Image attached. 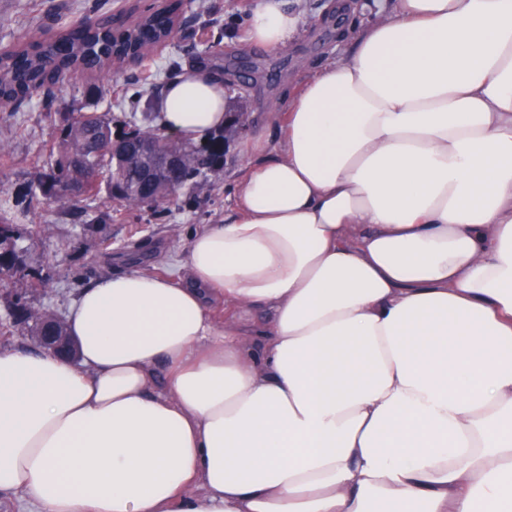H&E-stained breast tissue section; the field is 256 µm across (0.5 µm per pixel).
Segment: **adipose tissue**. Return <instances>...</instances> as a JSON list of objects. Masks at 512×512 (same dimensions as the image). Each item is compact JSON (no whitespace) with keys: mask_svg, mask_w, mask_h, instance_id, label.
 I'll use <instances>...</instances> for the list:
<instances>
[{"mask_svg":"<svg viewBox=\"0 0 512 512\" xmlns=\"http://www.w3.org/2000/svg\"><path fill=\"white\" fill-rule=\"evenodd\" d=\"M177 276L71 304L79 360L0 352V497L33 512H512V0H368ZM299 17L260 0L249 37ZM197 144L227 96L156 100ZM268 313L251 345L214 317Z\"/></svg>","mask_w":512,"mask_h":512,"instance_id":"ef3b65f1","label":"adipose tissue"}]
</instances>
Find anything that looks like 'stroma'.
I'll return each instance as SVG.
<instances>
[{"instance_id":"35a3bbf8","label":"stroma","mask_w":512,"mask_h":512,"mask_svg":"<svg viewBox=\"0 0 512 512\" xmlns=\"http://www.w3.org/2000/svg\"><path fill=\"white\" fill-rule=\"evenodd\" d=\"M258 2L185 0L186 33L150 52L141 66L115 70L99 100L86 98L90 79L81 76L56 88L52 98L38 95L20 111L0 112V206L14 203L42 171L64 117L94 110L117 126L141 123L150 88H162L201 55H208L209 66L223 76L229 111L248 117L246 129L224 143L220 180L201 182L193 193L90 228L75 223L69 205L32 202L18 223V244L28 264L46 277L44 291L30 299L32 306L67 314L82 288L128 271L130 256L153 273L169 274L190 233L216 223L233 205L236 184L247 170L248 146L259 139L268 151L279 149L276 125L292 92L323 65L347 58L346 47L336 43L338 20L351 28L366 22L359 10L364 0H285L300 17L298 32L287 47L270 51L248 42L246 21ZM126 6V0H0V51L33 41L41 30ZM25 286L16 277L0 280V351L34 345L28 326L14 324L11 315L12 299L23 295Z\"/></svg>"}]
</instances>
